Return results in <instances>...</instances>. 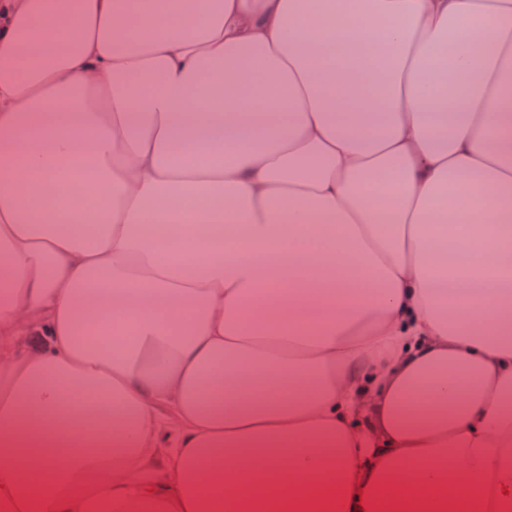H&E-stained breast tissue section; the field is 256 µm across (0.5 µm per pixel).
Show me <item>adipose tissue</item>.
Segmentation results:
<instances>
[{
  "instance_id": "1",
  "label": "adipose tissue",
  "mask_w": 512,
  "mask_h": 512,
  "mask_svg": "<svg viewBox=\"0 0 512 512\" xmlns=\"http://www.w3.org/2000/svg\"><path fill=\"white\" fill-rule=\"evenodd\" d=\"M287 507L512 512V0H0V512Z\"/></svg>"
}]
</instances>
